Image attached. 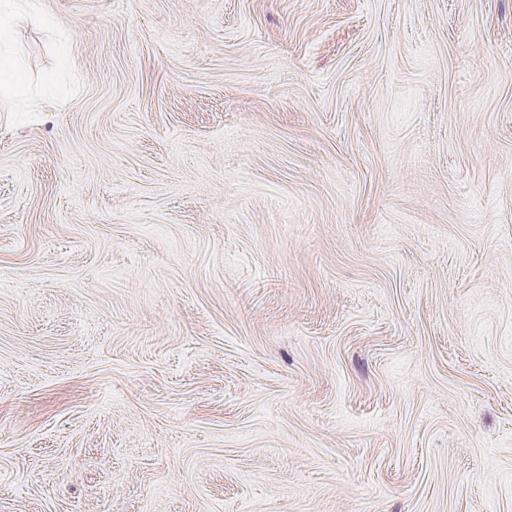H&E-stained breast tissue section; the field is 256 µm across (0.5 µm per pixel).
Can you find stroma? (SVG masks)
Segmentation results:
<instances>
[{"mask_svg": "<svg viewBox=\"0 0 512 512\" xmlns=\"http://www.w3.org/2000/svg\"><path fill=\"white\" fill-rule=\"evenodd\" d=\"M10 44L0 512H512V0Z\"/></svg>", "mask_w": 512, "mask_h": 512, "instance_id": "1", "label": "stroma"}]
</instances>
